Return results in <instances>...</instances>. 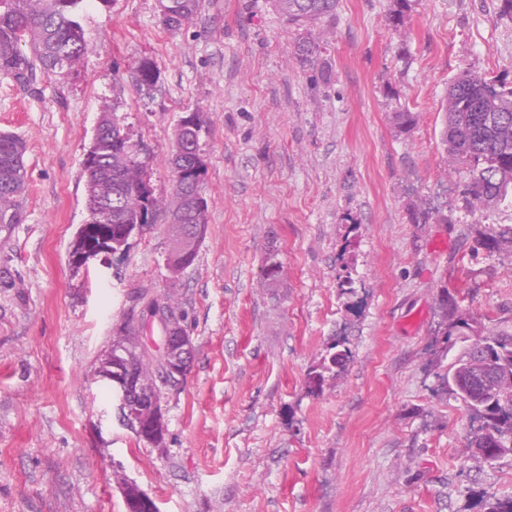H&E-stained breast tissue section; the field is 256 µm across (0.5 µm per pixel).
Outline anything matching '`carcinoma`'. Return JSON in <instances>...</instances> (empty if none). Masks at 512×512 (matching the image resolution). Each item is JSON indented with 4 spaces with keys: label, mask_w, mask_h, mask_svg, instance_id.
Instances as JSON below:
<instances>
[{
    "label": "carcinoma",
    "mask_w": 512,
    "mask_h": 512,
    "mask_svg": "<svg viewBox=\"0 0 512 512\" xmlns=\"http://www.w3.org/2000/svg\"><path fill=\"white\" fill-rule=\"evenodd\" d=\"M83 0H0V75L15 86L34 89L39 74L65 79L87 53L79 22ZM163 26L174 34L199 10L200 0H161ZM410 0H393L392 27L405 23ZM272 6L288 24L302 30L294 56L302 66H313L322 48L313 34L321 21L336 16L337 0H272ZM29 52H24V49ZM136 83L150 88L155 83L152 62L143 59L133 72ZM443 141L448 161L461 165L468 174L465 206L474 210L497 207L512 188V82L462 71L450 84L445 105ZM201 117L196 123L177 124L176 148L169 160L174 189L170 199L149 200L144 195V179L149 177V157L140 143L131 142L130 133L112 115L102 116L97 127L95 153L85 159L88 220L87 233L77 234L70 257L81 255L89 244L100 251L111 243L123 242L128 226L154 224L165 217L171 244L198 223L196 201L202 197L206 168L199 165ZM25 142L12 133L0 132V227L9 229L23 221L19 198L27 171ZM112 204L111 218L98 220L101 202ZM480 245L512 253V228L488 234ZM283 267L271 254L261 270L269 288H277ZM474 337L469 348L455 360L446 376L457 397L482 420L480 431L469 444V460L481 465L512 454V335L491 329L477 321L453 300L444 335ZM328 362L309 372L308 391L323 392L325 373L343 369L350 358L344 342L332 345ZM145 400L133 393L121 416L137 438L157 448L165 445L166 424L156 426L143 415Z\"/></svg>",
    "instance_id": "1"
}]
</instances>
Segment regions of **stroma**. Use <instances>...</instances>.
<instances>
[{"label":"stroma","instance_id":"stroma-1","mask_svg":"<svg viewBox=\"0 0 512 512\" xmlns=\"http://www.w3.org/2000/svg\"><path fill=\"white\" fill-rule=\"evenodd\" d=\"M391 7L338 0L328 85L268 0H201L173 35L157 0H82L88 51L69 78L27 93L0 76V131L27 146L24 220L0 230V512H126L122 478L159 512H492L512 498V454L471 464L481 422L443 381L472 339L438 341L451 296L512 333V254L476 244L512 227V204L467 210L442 140L461 71L512 81V17L499 0H411L396 31ZM145 58L149 90L131 79ZM404 109L418 115L406 133L392 122ZM106 111L149 154L163 200L174 129L201 116L209 223L177 285L161 222L69 263ZM418 204L447 223H422ZM272 251L278 288L260 281ZM143 291L173 293L194 343L161 450L94 376L120 329L150 344ZM339 337L350 360L311 395Z\"/></svg>","mask_w":512,"mask_h":512}]
</instances>
